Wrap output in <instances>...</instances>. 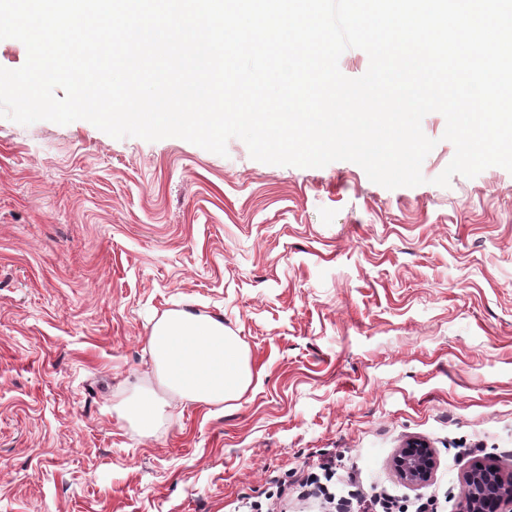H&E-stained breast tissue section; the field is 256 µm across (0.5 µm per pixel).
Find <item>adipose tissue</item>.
<instances>
[{
    "label": "adipose tissue",
    "instance_id": "adipose-tissue-1",
    "mask_svg": "<svg viewBox=\"0 0 512 512\" xmlns=\"http://www.w3.org/2000/svg\"><path fill=\"white\" fill-rule=\"evenodd\" d=\"M147 347L161 388L122 400L120 415L144 434L153 433L167 402L221 405L237 400L252 383V370L238 337L221 320L191 309L164 314L152 326Z\"/></svg>",
    "mask_w": 512,
    "mask_h": 512
}]
</instances>
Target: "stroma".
<instances>
[{"instance_id": "1", "label": "stroma", "mask_w": 512, "mask_h": 512, "mask_svg": "<svg viewBox=\"0 0 512 512\" xmlns=\"http://www.w3.org/2000/svg\"><path fill=\"white\" fill-rule=\"evenodd\" d=\"M425 184L349 161L265 164L178 138L0 118V512H248L323 461L364 494L458 512L474 459L512 467V173ZM212 315L262 373L225 406L120 418L166 312ZM435 449L432 482L391 460ZM393 465L404 483L423 487L429 484L437 468L436 452L426 441L411 439L399 449Z\"/></svg>"}]
</instances>
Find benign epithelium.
Segmentation results:
<instances>
[{"instance_id":"7a95c632","label":"benign epithelium","mask_w":512,"mask_h":512,"mask_svg":"<svg viewBox=\"0 0 512 512\" xmlns=\"http://www.w3.org/2000/svg\"><path fill=\"white\" fill-rule=\"evenodd\" d=\"M393 465L404 483L423 487L437 468L436 452L426 441L411 439L399 449ZM459 512H512V470L492 461L472 463L463 475Z\"/></svg>"}]
</instances>
